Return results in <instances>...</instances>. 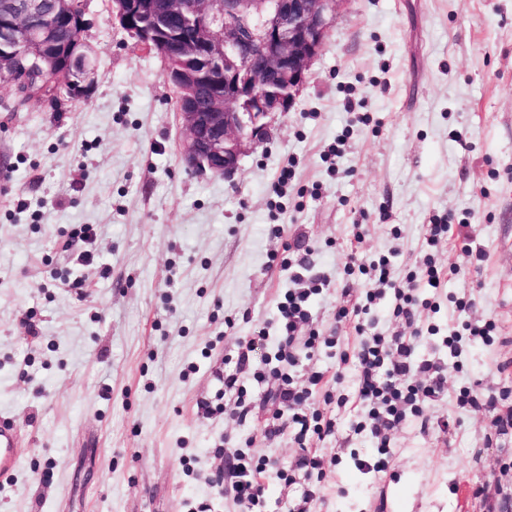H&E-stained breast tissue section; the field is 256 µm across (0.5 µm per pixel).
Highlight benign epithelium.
Instances as JSON below:
<instances>
[{"label":"benign epithelium","mask_w":512,"mask_h":512,"mask_svg":"<svg viewBox=\"0 0 512 512\" xmlns=\"http://www.w3.org/2000/svg\"><path fill=\"white\" fill-rule=\"evenodd\" d=\"M344 0H109L112 16L149 50H160L176 92L188 167L229 177L244 146L275 112H287ZM83 0H0V75L40 94L90 96L88 54L59 48L57 19L84 29Z\"/></svg>","instance_id":"7a95c632"}]
</instances>
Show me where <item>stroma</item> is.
<instances>
[{"label": "stroma", "mask_w": 512, "mask_h": 512, "mask_svg": "<svg viewBox=\"0 0 512 512\" xmlns=\"http://www.w3.org/2000/svg\"><path fill=\"white\" fill-rule=\"evenodd\" d=\"M85 19L99 72L87 103L29 101L0 79V416L26 444L0 474V512H247L229 474L237 449L266 465L268 512H488L473 489L512 487V432L492 424L512 408V0H346L292 107L230 179L185 166L160 55L108 0H87ZM349 104L369 123L350 125ZM291 159L277 211L270 187ZM445 213L453 233L428 249ZM83 224L93 243L74 236ZM87 250L93 264L79 265ZM429 251L460 269L415 292L432 303L416 357L446 389L369 472L376 442L339 403L356 374L340 357L406 325L388 295L337 321L369 287L345 266L384 255L402 276ZM315 279L307 309L326 342L289 374L308 392L302 412L338 430L300 444L276 398L277 306ZM477 320L494 323L491 340L450 357L444 337ZM231 374L252 403L243 419ZM465 387L479 406L458 403Z\"/></svg>", "instance_id": "1"}]
</instances>
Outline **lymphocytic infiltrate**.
Here are the masks:
<instances>
[{
    "instance_id": "1",
    "label": "lymphocytic infiltrate",
    "mask_w": 512,
    "mask_h": 512,
    "mask_svg": "<svg viewBox=\"0 0 512 512\" xmlns=\"http://www.w3.org/2000/svg\"><path fill=\"white\" fill-rule=\"evenodd\" d=\"M350 263L368 274L372 283L365 293L364 305L356 310L361 314L367 313L369 305L389 289L395 299L394 317L414 324L417 306L414 291L419 282H426L435 289L442 284V272L429 255L424 256L417 271L409 272L401 279L395 277L390 260L385 256L369 262L354 255ZM310 294L307 288L289 289L279 305L283 341L277 351L278 362L296 365L299 352H313L321 344L319 334L308 328L305 303ZM414 342L415 338L411 335L375 334L361 340L355 355L357 374L352 394L353 405L361 409L355 432L387 442L391 432L405 421L409 405L417 399H429L443 391L444 377L433 373L429 363L417 360ZM279 379L281 403L283 407L291 409V423L298 437L303 438L311 433L328 436L336 431L335 418L296 412L295 407L301 403L302 397L297 394L292 377L283 373ZM261 472V465L255 463L249 452H235L231 468L234 488L239 500L253 507L266 502L265 487L259 480Z\"/></svg>"
}]
</instances>
